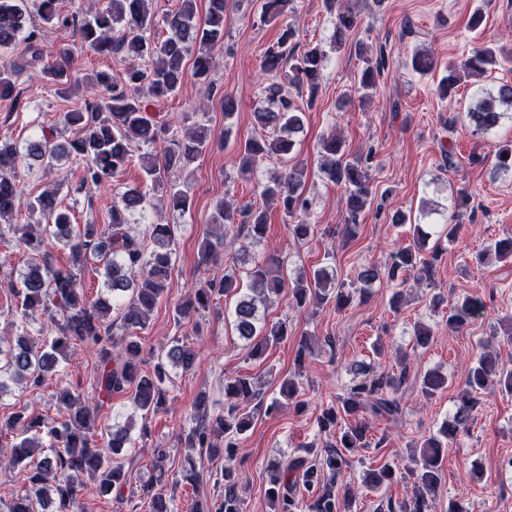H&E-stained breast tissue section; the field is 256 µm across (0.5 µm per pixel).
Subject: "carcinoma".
Masks as SVG:
<instances>
[{"mask_svg": "<svg viewBox=\"0 0 512 512\" xmlns=\"http://www.w3.org/2000/svg\"><path fill=\"white\" fill-rule=\"evenodd\" d=\"M327 10L334 13L336 47L345 46V37L358 25V15L351 8H336L338 0H324ZM152 0H106L102 10L83 19L76 28L80 47L104 53H123L134 63L126 69L122 87L112 84V75L99 71L85 78L78 76L77 59L71 47L61 49L53 63L43 68L48 81L64 92H75L83 84L96 86L106 93L97 109L84 112L79 109L64 114V125L74 131V138L60 141L54 133H43L31 139L24 149L7 137L0 138V235L10 232L19 246L33 253L24 271L8 288L17 298L21 318L53 306L61 312L62 322L57 333L43 340H34L27 332L26 323L17 327L13 336H0V388L4 381L24 382L35 390L56 375L60 360L70 347L86 344L95 347L100 366L99 395L104 400L89 403L82 392L70 386L56 391L61 415L45 421L40 418L25 420L15 413L0 420V438L23 428L36 435L23 437L11 444V454L4 469L20 466L28 469L29 488L6 506L5 512H77L80 488L85 479L96 483L102 496L119 498L130 484L133 463H115L113 457L123 448L134 445L131 430L134 421L112 428L109 438L98 437L96 420L104 401L127 389L132 390V404L143 421L140 436L148 433L149 416L166 406L171 373L191 371L197 354L189 346L177 341L160 349L155 356L153 372L142 373V348L137 333L143 329L159 299L167 289L176 251L175 224H151L150 243L140 238L130 217L155 207L153 197L142 187L127 188L112 204L110 223L105 229L98 224L74 227L69 213L58 200V191L47 188L28 201L27 209L39 216L34 224L15 223L21 199L16 184L18 163L26 160L30 168L49 171L54 163L72 156L85 162L83 183L100 186L122 173L131 156L134 144L163 143L161 154L143 157L142 170L153 191H161L168 206L184 213L192 202L187 192L176 182L163 180L161 171L178 170L193 174L198 159L211 146L208 128L194 126L180 136H168L165 125L148 116V102L175 95L187 77V62L193 60V75L197 81L214 91L210 79L213 52L224 41L227 0H207L204 12L198 11L197 0H180L178 9L162 17L167 36L153 41L145 31L156 24L151 12ZM292 0H265L262 19L273 22L290 8ZM37 14L50 27L67 26L70 17L57 8V0H34ZM31 19L28 0H0V49H12L15 56L0 64V101H15L19 97V78L28 69L43 60V48L38 35L26 31ZM357 92L368 99L384 81L387 61L384 53L362 59ZM325 53L318 45L298 49L294 31L283 29L277 41L269 45L261 59L262 69L274 78L267 87L272 109L254 113L256 124L271 131L245 140L238 145V178L250 181L258 165L270 159L284 164L283 170L259 185L260 196L267 203H277L292 234L304 239L311 225L302 219L309 209L305 196L307 164L292 155L296 135L303 127V110L296 104L286 86L297 92L307 91V106L318 96L323 78ZM500 67V55L491 46L473 47L457 62L448 63L446 74L438 82L439 96L446 98L461 84L473 77L489 79ZM480 98L466 113L475 134H487L496 129L504 116L501 108L512 109V85H483L478 88ZM237 111L236 100L224 95V139L232 135V122ZM323 157L321 171L332 184L345 189L347 207L345 226L357 227L364 211L371 206L373 185L371 156L351 155L345 140L337 136L320 142ZM494 167L501 172L512 171V140L494 146ZM211 230L206 233L198 249V263L208 265L216 260L224 248L227 228L239 225L247 228L250 245L265 242L268 222L260 208L237 210L224 200H217L210 215ZM430 233L422 225H413V242L399 247L391 255L387 276L395 281L406 271H416L421 279L431 278L438 254L424 253ZM53 239L69 248L72 267L56 269L42 253L43 243ZM103 270L106 295L90 301L80 278V271L89 265ZM280 259L268 255L252 260L244 271L246 292H240V277L234 273L211 281L205 288L195 290L193 299L175 306L177 318L197 314L208 309L215 296L234 294V329L244 341L250 358L262 357L269 347L288 336L284 322L266 321V309L271 296L287 293L288 304L298 308L316 306L335 300L336 308L348 306L353 300L350 292L335 284V275L321 267L311 276L299 275L285 282L279 275ZM119 311L118 320H112V311ZM483 309L480 299L464 296L448 307V327L456 329L478 315ZM120 330L116 336L114 330ZM496 381L512 390V370H495L491 360L479 355L454 405L451 420L443 423L439 436L429 438L410 451V475L415 480L417 494L413 512H428L429 499L441 483V438H454L467 429L474 417L477 395ZM447 379L437 371L422 377L420 391L432 397L446 388ZM402 380L388 374L368 378L355 385L350 396L341 405H331L318 417L317 425L325 431L338 424L342 414L351 416L344 427L337 447L352 450L366 448L368 419H384L392 423L402 417L401 397L398 392ZM260 395L251 378L238 376L224 382V411L210 412L208 398L200 394L193 405L195 425L179 435L187 448H201L215 455L233 460V449L250 431L253 417L242 411V405ZM44 433L49 447L38 442ZM165 449H156L154 478L143 488L149 499L148 512H178L176 497L163 487ZM345 459L336 450H328L320 459L319 467L304 468L305 483L315 486L326 479H334ZM304 460L289 462L274 460L269 464L268 498L277 505V512H293L295 501L288 493V473L303 468ZM224 493L212 504L188 507V512H241L235 470L224 467Z\"/></svg>", "mask_w": 512, "mask_h": 512, "instance_id": "obj_1", "label": "carcinoma"}]
</instances>
